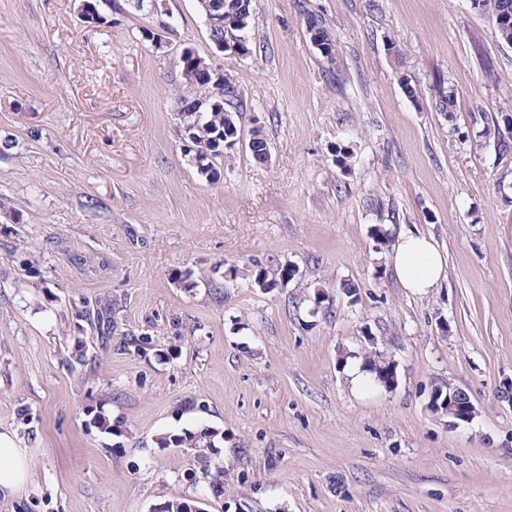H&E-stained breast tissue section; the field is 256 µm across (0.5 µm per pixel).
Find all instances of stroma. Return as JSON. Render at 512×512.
Returning a JSON list of instances; mask_svg holds the SVG:
<instances>
[{"label":"stroma","instance_id":"1","mask_svg":"<svg viewBox=\"0 0 512 512\" xmlns=\"http://www.w3.org/2000/svg\"><path fill=\"white\" fill-rule=\"evenodd\" d=\"M117 2L89 23L82 0H0V433L31 474L0 512H512V155L487 132L512 118V44L491 14L252 0L239 56L213 47L198 0ZM186 48L246 100L216 182L185 153ZM402 231L446 258L428 294L393 272ZM95 301L105 341L80 316ZM374 348L393 388L357 386L343 359ZM449 383L470 423L431 411ZM203 429L219 497L160 443ZM305 25L308 34H310L313 42L318 41L321 55L331 65L337 63V49L335 40L328 32L325 23L321 16L318 14L305 13Z\"/></svg>","mask_w":512,"mask_h":512}]
</instances>
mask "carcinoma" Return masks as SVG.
<instances>
[{"label": "carcinoma", "instance_id": "1", "mask_svg": "<svg viewBox=\"0 0 512 512\" xmlns=\"http://www.w3.org/2000/svg\"><path fill=\"white\" fill-rule=\"evenodd\" d=\"M219 5L223 26L208 32L210 41L221 42L230 52L240 53L246 50L244 32L252 21V0H207L201 4L202 11L213 5ZM477 9L491 13L495 22L496 36L512 44V0H476ZM305 25L312 40L319 43L323 58L330 64L337 63L335 40L328 32L321 16L305 13ZM182 67L194 71L199 76V84L189 86L190 93L178 100V115L184 131V138L190 142L189 160L197 173L208 182L221 178L218 159L224 156V148L237 143L238 110L243 95L237 85L230 81L226 84L215 75V68L209 66L197 55L188 54L181 59ZM437 112L451 115L455 110L454 95L440 87L434 97ZM250 151L257 159L264 158L268 151V142L261 128L252 131ZM363 371L374 377L384 386L396 381V364L385 353L367 351L363 354ZM213 434L209 432H184L171 435L163 441V447L191 448L195 450V469L192 475L196 480L209 485L212 493L222 492L224 470L212 466L206 450L212 447Z\"/></svg>", "mask_w": 512, "mask_h": 512}]
</instances>
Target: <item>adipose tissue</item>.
Masks as SVG:
<instances>
[{
  "label": "adipose tissue",
  "mask_w": 512,
  "mask_h": 512,
  "mask_svg": "<svg viewBox=\"0 0 512 512\" xmlns=\"http://www.w3.org/2000/svg\"><path fill=\"white\" fill-rule=\"evenodd\" d=\"M393 267L403 288L413 294L427 293L445 276L446 260L433 240L425 235L399 234L393 248ZM29 461L15 448L8 435L0 433V496L21 490L28 479Z\"/></svg>",
  "instance_id": "1"
}]
</instances>
